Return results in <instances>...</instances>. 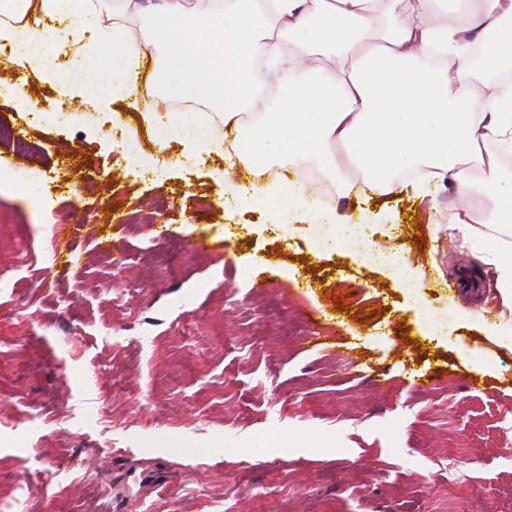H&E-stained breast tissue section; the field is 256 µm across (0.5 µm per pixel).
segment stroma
<instances>
[{"label":"stroma","instance_id":"1","mask_svg":"<svg viewBox=\"0 0 512 512\" xmlns=\"http://www.w3.org/2000/svg\"><path fill=\"white\" fill-rule=\"evenodd\" d=\"M27 79L30 109L0 97L30 144L0 142V512H119L144 469L169 486L131 512H512V345L488 334L512 301L448 222L454 184L337 195L367 248H321L313 220L225 211L223 155ZM63 108L84 121L36 119Z\"/></svg>","mask_w":512,"mask_h":512}]
</instances>
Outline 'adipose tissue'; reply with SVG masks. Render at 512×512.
Instances as JSON below:
<instances>
[{
    "label": "adipose tissue",
    "mask_w": 512,
    "mask_h": 512,
    "mask_svg": "<svg viewBox=\"0 0 512 512\" xmlns=\"http://www.w3.org/2000/svg\"><path fill=\"white\" fill-rule=\"evenodd\" d=\"M16 1L30 22L21 33L5 19ZM60 22L72 27V68L148 119L156 108L140 104L138 87L149 50L170 48L177 96L208 97L223 123L179 113L160 135L251 170L250 188L225 180V197L281 200L283 181L264 176L279 159L343 192L358 179L421 196L448 180L512 225V181L486 149L512 148V87L487 84L478 106L471 67L479 45L485 67L512 68V0H464L453 13L434 0H0V39L21 40L36 78L60 76L39 44L42 26Z\"/></svg>",
    "instance_id": "1"
}]
</instances>
